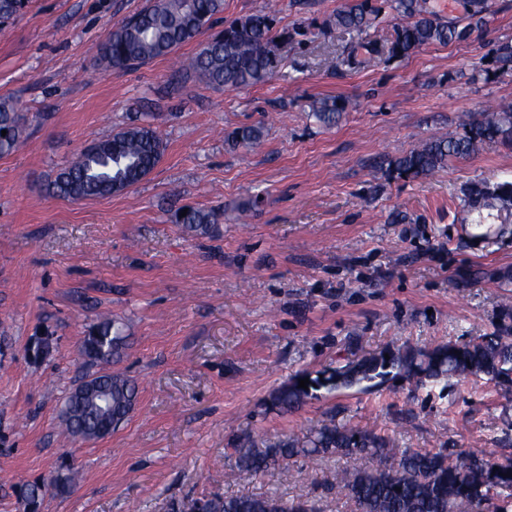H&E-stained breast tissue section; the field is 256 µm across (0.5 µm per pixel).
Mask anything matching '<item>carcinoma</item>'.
I'll list each match as a JSON object with an SVG mask.
<instances>
[{
	"label": "carcinoma",
	"mask_w": 512,
	"mask_h": 512,
	"mask_svg": "<svg viewBox=\"0 0 512 512\" xmlns=\"http://www.w3.org/2000/svg\"><path fill=\"white\" fill-rule=\"evenodd\" d=\"M27 0H0V23L20 15ZM393 12L396 23L385 38L369 31L383 7ZM224 12V0H153L151 5L124 19L99 47L98 59L113 69H131L167 56L181 46L196 41ZM485 0H465L464 16L445 21L432 10L428 0H345L336 12V27L360 36V42L336 66L356 70L366 60L385 54L406 58L434 44L446 45L467 38L487 23ZM277 38L273 19L259 11L224 21V29L199 44L189 63L196 77L207 86L243 89L267 81L277 67L272 45ZM488 55L501 71H512V39L493 44ZM347 109L343 98H326L312 108L316 120L333 126ZM25 115L13 103H0V155H8L20 144ZM262 128L245 127L234 139L247 145L260 142ZM485 144L512 146V110L471 118L457 137L428 140L408 153L389 161L400 176L421 177L448 166L451 159H466ZM166 143L153 124L144 119L112 132L84 148L61 168L50 184L51 192L67 200L98 198L139 184L160 162ZM471 198L492 197L512 200V192L499 186L476 185ZM172 215V223L191 232L210 235L220 213L187 205ZM129 347L122 325L103 319L87 331L81 354L95 362L119 359ZM419 377L434 382L450 377H486L506 385L512 383V326L504 323L496 331L466 343L448 342L431 349L406 346L397 351L379 352L348 362L323 378H312L308 389L299 387L295 377L272 396L273 405L288 412L297 409L313 388L340 390L361 386L367 390L382 385L390 375ZM112 397V428L128 420L134 410L138 390L135 382L120 373L97 376ZM94 403L67 398L63 409L65 431L72 438L94 440ZM235 468L238 476H253L288 461L304 457L320 459L341 455L353 460L371 458L375 466L354 465L336 473V483L353 501L358 512H465L466 508L489 504L492 512H512V460L494 462L477 453H461L456 458L441 448L396 454L386 448L383 437L332 417L310 431L303 441L283 440L264 448L250 434L239 437ZM77 473L68 471L45 482L28 484L22 497L29 505H39L46 487L65 492ZM170 512H315L306 500H286L275 493L213 494L173 503Z\"/></svg>",
	"instance_id": "obj_1"
}]
</instances>
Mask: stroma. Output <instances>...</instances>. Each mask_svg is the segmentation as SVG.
I'll return each mask as SVG.
<instances>
[{
    "mask_svg": "<svg viewBox=\"0 0 512 512\" xmlns=\"http://www.w3.org/2000/svg\"><path fill=\"white\" fill-rule=\"evenodd\" d=\"M148 2L32 0L0 25V101L27 115L0 156V512H28L20 487L68 465L80 481L48 489L39 512H169L270 491L355 512L336 486L344 457L226 478L238 436L300 441L333 408L396 451L512 456V387L481 378L321 388L288 413L271 402L295 376L463 343L512 313V210L465 202L473 185H512V148L427 177L388 166L459 135L467 115L512 107V73L487 59L512 38V0H488L486 29L466 40L354 71L336 66L354 40L333 22L344 0H224L225 18L262 10L281 36L273 75L234 90L175 77L195 42L132 70L100 65V44ZM327 97L349 102L330 128L311 116ZM144 112L166 143L144 181L81 201L49 192L75 154ZM247 126L261 146L231 143ZM183 204L223 209L219 234L172 223ZM102 317L124 325L111 369L136 382L137 404L108 436L66 441L65 399L96 370L79 348Z\"/></svg>",
    "mask_w": 512,
    "mask_h": 512,
    "instance_id": "35a3bbf8",
    "label": "stroma"
}]
</instances>
